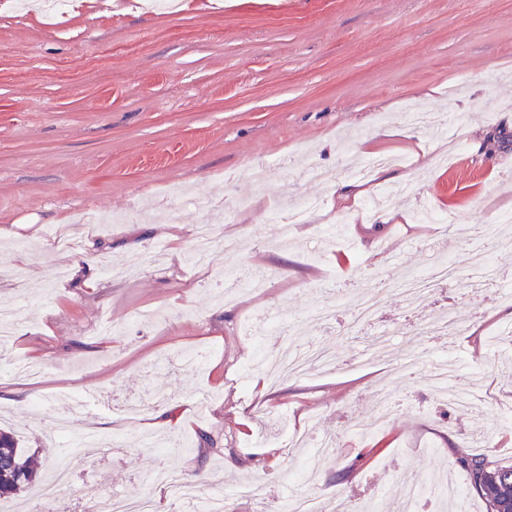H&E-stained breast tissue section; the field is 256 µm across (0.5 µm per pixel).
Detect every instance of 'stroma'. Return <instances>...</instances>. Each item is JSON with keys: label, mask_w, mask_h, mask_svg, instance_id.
<instances>
[{"label": "stroma", "mask_w": 512, "mask_h": 512, "mask_svg": "<svg viewBox=\"0 0 512 512\" xmlns=\"http://www.w3.org/2000/svg\"><path fill=\"white\" fill-rule=\"evenodd\" d=\"M411 108L450 118L463 142L450 163L437 159L447 139L412 127ZM354 154L408 164L362 179L347 166ZM307 155L382 194L393 219L309 177ZM412 179L454 223L417 220L403 191ZM194 192L211 208L190 206ZM300 199L321 206L283 234L276 218ZM85 210L99 229L75 223ZM507 210L512 0H186L173 10L81 0L51 17L0 5V305L19 310L0 356V427L42 463L37 486L1 499L0 512H38L61 464L72 507L115 494L148 498L152 512H176L146 479L159 467L202 498L232 499L235 512L257 510L234 496L249 481L272 512L297 496L336 512L341 496L395 504L407 481L459 470L482 439L491 460L512 464V428L495 422L512 406V349H488L512 306L471 285L483 253L512 276V223L489 246L479 231ZM335 220L352 248L324 245ZM199 224L230 242L205 268L185 261ZM152 247L159 264L132 266ZM437 251L456 260L457 283L410 303L395 280L425 272ZM106 261L123 275L81 288L75 267L96 275ZM228 268L261 274L263 288L222 283ZM40 269L45 277L30 279ZM370 292L383 303L354 324L352 299ZM315 305L332 308L331 323L309 321ZM266 312L306 320L304 335L252 343L246 325ZM444 314L462 328L455 339L421 331V319ZM320 343L334 350V369L276 381L250 365L259 344ZM451 351L485 415L434 395L428 363ZM185 352L204 354L199 370L168 364ZM73 391L89 410L67 436L52 435ZM106 391L112 402L101 401ZM383 393L397 407L376 430ZM127 403L144 416L127 417ZM309 422L312 438L335 437L329 453L288 452L289 430ZM357 426L363 437L352 436ZM91 427L116 439L111 454L76 450Z\"/></svg>", "instance_id": "stroma-1"}]
</instances>
